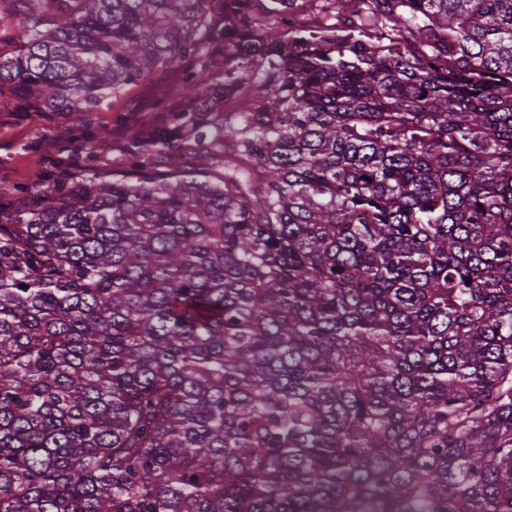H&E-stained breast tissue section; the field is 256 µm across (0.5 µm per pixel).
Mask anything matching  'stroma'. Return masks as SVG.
Here are the masks:
<instances>
[{
    "instance_id": "obj_1",
    "label": "stroma",
    "mask_w": 512,
    "mask_h": 512,
    "mask_svg": "<svg viewBox=\"0 0 512 512\" xmlns=\"http://www.w3.org/2000/svg\"><path fill=\"white\" fill-rule=\"evenodd\" d=\"M181 79L175 71L154 73L131 85L110 109L79 117L51 112L37 122L16 111L10 93L0 94V196L15 202L31 194L34 172L50 167L79 144L84 147L83 166L124 168L120 147L127 124L138 121L154 129L162 109L175 102Z\"/></svg>"
}]
</instances>
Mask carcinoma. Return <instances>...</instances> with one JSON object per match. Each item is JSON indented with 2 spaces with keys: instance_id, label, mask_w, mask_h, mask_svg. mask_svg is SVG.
Instances as JSON below:
<instances>
[{
  "instance_id": "obj_1",
  "label": "carcinoma",
  "mask_w": 512,
  "mask_h": 512,
  "mask_svg": "<svg viewBox=\"0 0 512 512\" xmlns=\"http://www.w3.org/2000/svg\"><path fill=\"white\" fill-rule=\"evenodd\" d=\"M5 2L34 120L183 80L0 224V512H512V0ZM299 11L296 14H299L305 18H308L315 22L316 20L322 18H328L329 23L335 22V15H340L342 13L353 10L354 3L351 0H336V12L334 9V4H330L332 7L329 11H323V6H326L328 2L326 0H296Z\"/></svg>"
}]
</instances>
